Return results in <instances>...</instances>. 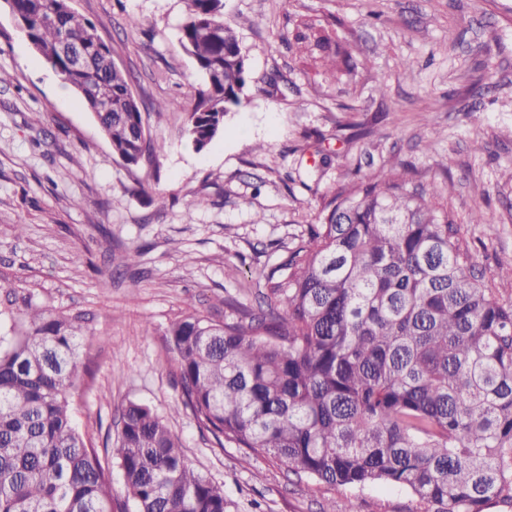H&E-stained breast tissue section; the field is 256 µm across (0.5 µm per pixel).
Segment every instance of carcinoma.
Segmentation results:
<instances>
[{
    "label": "carcinoma",
    "mask_w": 512,
    "mask_h": 512,
    "mask_svg": "<svg viewBox=\"0 0 512 512\" xmlns=\"http://www.w3.org/2000/svg\"><path fill=\"white\" fill-rule=\"evenodd\" d=\"M33 48L70 84L129 165L158 161L128 73L69 0H5ZM180 42L201 75L186 112L200 151L248 100L247 56L223 0H186ZM344 56L323 29L293 35ZM80 50L76 66L68 52ZM264 304L188 312L169 329L181 403L216 438L334 489L394 486L422 512L512 504V302L455 238L448 214L372 172L323 201L306 242L269 272ZM0 337V512H112V470L138 512H227L163 416L130 402L115 445L87 444L73 413L81 313L28 304Z\"/></svg>",
    "instance_id": "carcinoma-1"
}]
</instances>
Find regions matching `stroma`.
<instances>
[{
	"mask_svg": "<svg viewBox=\"0 0 512 512\" xmlns=\"http://www.w3.org/2000/svg\"><path fill=\"white\" fill-rule=\"evenodd\" d=\"M71 5L131 74L144 125L165 148L154 165L114 155L0 0V71L11 76L0 84V336L20 319L3 303L19 278L32 305L87 311L76 369L86 438L102 444L122 407L142 402L180 437L189 464L223 483L229 512H322L337 491L218 445L180 411L169 326L190 309L224 320L232 298L257 305L260 272L306 240L324 196L372 171L446 208L478 266L512 264V0H224L254 85L200 152L185 133L200 82L179 43L185 0ZM305 18L348 52L338 77L294 44ZM169 100L180 110L155 112ZM133 249L142 256L130 268ZM351 499L356 512L421 510L390 487Z\"/></svg>",
	"mask_w": 512,
	"mask_h": 512,
	"instance_id": "stroma-1",
	"label": "stroma"
}]
</instances>
